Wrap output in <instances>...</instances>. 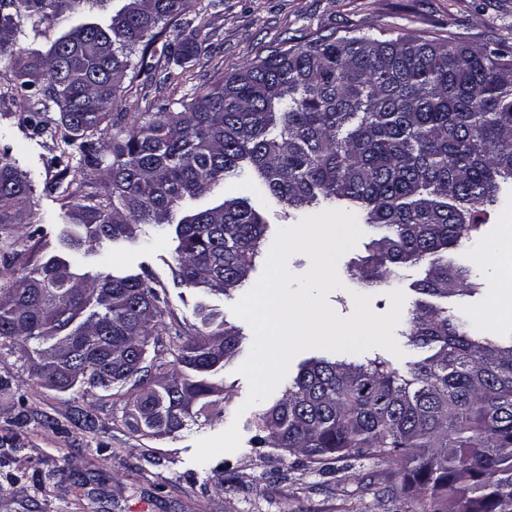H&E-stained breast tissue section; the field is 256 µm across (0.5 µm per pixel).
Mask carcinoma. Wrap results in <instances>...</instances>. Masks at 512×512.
<instances>
[{
    "mask_svg": "<svg viewBox=\"0 0 512 512\" xmlns=\"http://www.w3.org/2000/svg\"><path fill=\"white\" fill-rule=\"evenodd\" d=\"M0 0V58L14 55L30 26L33 49L14 73L58 104L65 130L84 137L83 160L106 165L104 190L62 198L69 244L92 251L131 239L143 224H176L175 277L225 295L262 260L270 225L247 198H225L176 219L182 203L249 180L259 196L298 219L341 206L382 234L348 265L346 287L396 288V270L426 266L410 285L421 298L401 335L430 355L405 368L381 353L301 362L283 396L263 409L252 443L331 461L403 464L411 512H512V334L477 329L457 305L424 296H471L478 283L446 253L483 244V226L512 196V54L475 50L453 35L386 38L331 33L275 50L183 99L112 124L104 161L93 135L108 124L129 73L149 69L147 52L202 46L181 22L193 0ZM142 49L138 61L132 55ZM33 193L26 173L0 155V224H25ZM0 270V339L33 345V372L47 387L84 391L139 387L123 417L156 436L180 432L241 351L240 330L199 310L202 330L177 346L191 371L144 366L163 310L137 275L71 272L61 258L30 265L34 246L8 242ZM21 276H15L13 266Z\"/></svg>",
    "mask_w": 512,
    "mask_h": 512,
    "instance_id": "carcinoma-1",
    "label": "carcinoma"
}]
</instances>
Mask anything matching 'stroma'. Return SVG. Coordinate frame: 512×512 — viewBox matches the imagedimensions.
Instances as JSON below:
<instances>
[{
    "label": "stroma",
    "mask_w": 512,
    "mask_h": 512,
    "mask_svg": "<svg viewBox=\"0 0 512 512\" xmlns=\"http://www.w3.org/2000/svg\"><path fill=\"white\" fill-rule=\"evenodd\" d=\"M190 22L206 29L207 49L174 61L154 54L152 69L134 79L112 110L133 119L159 102L187 95L193 85L213 83L289 43L334 33H455L474 48L492 43L512 46V0H196ZM13 62L0 60V154L28 172L35 193L33 220L0 229L1 239L33 244L32 263L58 255L77 274L115 273L150 278L161 299L162 323L150 341L146 365L176 369L174 346L192 334L196 309L204 303L223 313L245 336L250 353L254 332L231 307L240 292L213 294L180 284L175 227L146 226V239L105 243L87 254L63 241L67 229L61 193L81 184L85 192L101 188V177L81 161L63 139L61 112L39 88L14 85ZM175 79H168V72ZM68 156L66 175L56 157ZM453 259L471 265L480 290L459 302L491 332L512 331V315L499 309L502 296L497 260L467 249ZM220 394L204 415L170 436H152L126 424L122 414L136 394L133 384L119 391L87 394L77 385L65 391L41 385L17 343H0V512H409V499L376 498L366 485L383 481L388 469L367 461L341 476L300 467L298 459L272 448L252 447L253 423L261 404H247L249 386L229 363L214 375ZM93 418L91 426L79 416ZM238 423V450L206 463L193 460L199 439Z\"/></svg>",
    "instance_id": "stroma-1"
}]
</instances>
